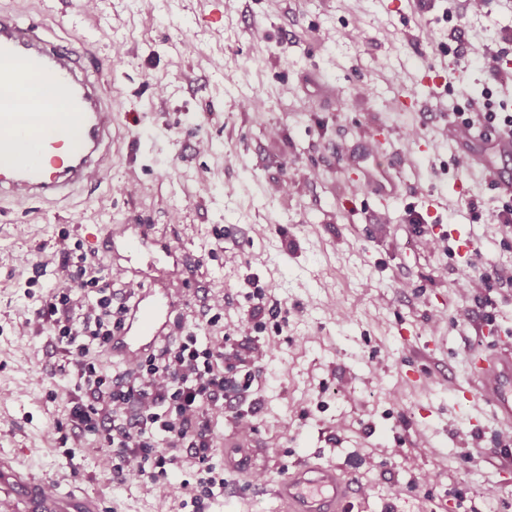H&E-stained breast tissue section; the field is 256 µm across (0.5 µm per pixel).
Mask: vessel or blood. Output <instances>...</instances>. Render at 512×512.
Segmentation results:
<instances>
[{
    "instance_id": "b4317fda",
    "label": "vessel or blood",
    "mask_w": 512,
    "mask_h": 512,
    "mask_svg": "<svg viewBox=\"0 0 512 512\" xmlns=\"http://www.w3.org/2000/svg\"><path fill=\"white\" fill-rule=\"evenodd\" d=\"M88 56L86 46L43 39L40 22L0 12V203L64 207L76 190L93 187L111 169L112 74L90 76L83 64ZM15 103L26 104V111H12ZM448 140L472 176L512 195V131L462 135L452 126ZM382 145L381 135L372 134L344 160L361 187L387 201L401 197L404 184ZM91 242L108 272L141 282L110 342L113 361L128 365L179 335L192 309L186 290L197 284L201 266L154 224H105ZM464 376L455 388L458 399L495 427V446L485 456L500 475L512 477V336L498 334L490 350L471 351ZM225 445L224 465L232 474L247 471L263 452L253 440ZM254 484L284 512H352L363 493L341 467L307 457L262 472ZM0 492L18 512H124L121 502L107 506L78 485L36 476L2 451Z\"/></svg>"
}]
</instances>
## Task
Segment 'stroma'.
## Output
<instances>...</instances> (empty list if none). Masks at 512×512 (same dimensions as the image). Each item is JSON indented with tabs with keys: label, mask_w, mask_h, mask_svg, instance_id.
Instances as JSON below:
<instances>
[{
	"label": "stroma",
	"mask_w": 512,
	"mask_h": 512,
	"mask_svg": "<svg viewBox=\"0 0 512 512\" xmlns=\"http://www.w3.org/2000/svg\"><path fill=\"white\" fill-rule=\"evenodd\" d=\"M0 11L40 17L55 44L95 41L90 72L109 63L119 83L99 187L60 214L39 204L0 212V451L56 480L79 477L126 512H184L180 498L158 503L151 485L113 483L93 436L62 439L56 424L76 392L59 371L67 353L38 317L81 225L158 224L199 259L205 294L223 295L214 334L234 332L255 289L278 310L255 333L251 396L225 403L220 422L231 433L235 413L248 411L253 438L270 447L253 469L299 457L342 464L366 489L354 512H433L443 499L512 512V486L475 455L494 434L453 407L443 374L477 346L472 321L489 313L512 329V288L484 276L512 266V231L498 228L506 198L490 184L454 193L467 182L446 137L458 106L420 82L444 76L475 106L512 113V0L477 14L451 0H93L87 13L50 0L43 16L0 0ZM310 70L338 86V100L305 88ZM378 126L405 186L388 202L367 195L341 159ZM448 224L471 250H430ZM221 236L233 246L218 247ZM433 343L439 368L407 378L411 351ZM67 446L77 454L65 462ZM243 507L279 512L243 480L209 510Z\"/></svg>",
	"instance_id": "stroma-1"
}]
</instances>
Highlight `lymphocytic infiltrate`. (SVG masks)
I'll list each match as a JSON object with an SVG mask.
<instances>
[{"instance_id":"obj_1","label":"lymphocytic infiltrate","mask_w":512,"mask_h":512,"mask_svg":"<svg viewBox=\"0 0 512 512\" xmlns=\"http://www.w3.org/2000/svg\"><path fill=\"white\" fill-rule=\"evenodd\" d=\"M61 269L66 283L46 297L38 316L69 354L63 373L83 395L69 409L70 431L96 436L100 447L111 449L113 483L134 478L173 495L181 487L177 451L188 449L196 473L184 503L192 512H206L224 487L223 473L212 465L224 442L215 410L227 397H243L255 381L251 331L266 313L264 292L254 294L256 303L237 329L236 349L226 350L223 336L198 337L220 320L224 300L216 297L178 342L111 370L101 357L124 310L112 281L79 242L65 249ZM76 286L84 290L78 299L72 296Z\"/></svg>"}]
</instances>
